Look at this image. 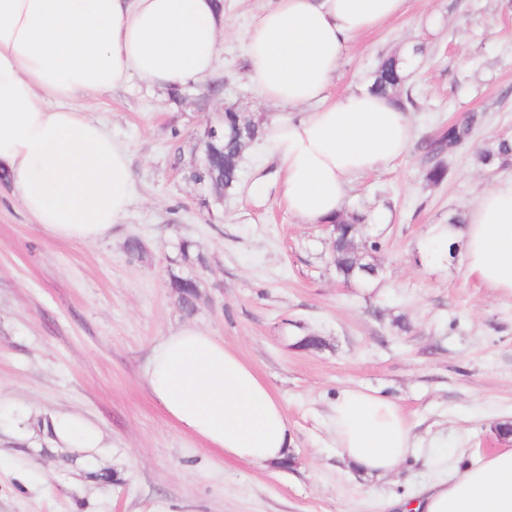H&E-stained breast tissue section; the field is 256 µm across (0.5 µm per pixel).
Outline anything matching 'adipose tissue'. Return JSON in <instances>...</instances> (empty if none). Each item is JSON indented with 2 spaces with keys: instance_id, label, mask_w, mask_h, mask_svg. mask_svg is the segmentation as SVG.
<instances>
[{
  "instance_id": "1",
  "label": "adipose tissue",
  "mask_w": 512,
  "mask_h": 512,
  "mask_svg": "<svg viewBox=\"0 0 512 512\" xmlns=\"http://www.w3.org/2000/svg\"><path fill=\"white\" fill-rule=\"evenodd\" d=\"M407 0H276L249 29L251 84L279 109L263 142L284 175L299 223L327 224L353 177L402 158L412 140L405 112L367 89L331 98L342 50L355 35L403 14ZM224 29L215 0H0V171L23 211L48 235L94 243L122 223L133 202L127 150L81 101L129 77L162 87L205 80ZM301 117H291L295 108ZM464 265L512 294V177L485 190L465 223L437 224L425 256ZM144 380L185 432L225 455L265 467L286 460L292 437L281 400L220 338L186 324L152 349ZM328 425L339 451L369 474H392L413 448L400 408L345 389ZM54 447H102L100 430L71 414L51 417ZM401 512H512V448L435 482Z\"/></svg>"
}]
</instances>
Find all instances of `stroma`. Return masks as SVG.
<instances>
[{"instance_id":"1","label":"stroma","mask_w":512,"mask_h":512,"mask_svg":"<svg viewBox=\"0 0 512 512\" xmlns=\"http://www.w3.org/2000/svg\"><path fill=\"white\" fill-rule=\"evenodd\" d=\"M273 4L224 0L216 70L180 100L133 77L93 102L134 180L135 202L110 238L47 235L0 179V512H391V500L503 447L512 295L420 251L432 225L512 175V164L476 161L488 140L512 138V0H408L403 15L345 48L336 97L368 87L381 57L413 59L397 93L413 141L387 169L356 178L345 201L370 215L360 242L379 244L380 274L368 284L337 278L330 228L291 216L264 143L245 153L237 190L210 208L186 178L197 135L225 108L262 122L274 114L248 80L245 52L249 27ZM471 112L483 124L440 155L446 178L426 181L420 142ZM257 181L260 198L250 193ZM176 276L199 283L193 314L170 286ZM188 322L222 338L282 401L291 467L224 455L150 393L152 348ZM306 335L324 350L298 349ZM347 388L391 400L412 424L414 448L397 473L371 477L341 457L327 413ZM53 412L95 424L105 447H50ZM101 470L112 481L97 479Z\"/></svg>"}]
</instances>
